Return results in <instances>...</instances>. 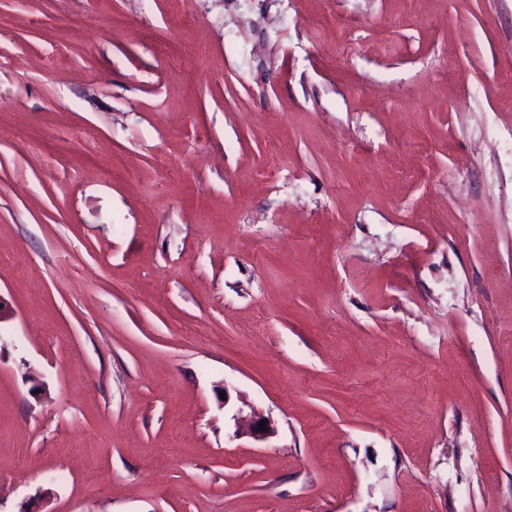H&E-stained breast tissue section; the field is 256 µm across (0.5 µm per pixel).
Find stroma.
I'll use <instances>...</instances> for the list:
<instances>
[{"instance_id": "1", "label": "stroma", "mask_w": 512, "mask_h": 512, "mask_svg": "<svg viewBox=\"0 0 512 512\" xmlns=\"http://www.w3.org/2000/svg\"><path fill=\"white\" fill-rule=\"evenodd\" d=\"M32 502H512V0H0V512Z\"/></svg>"}]
</instances>
